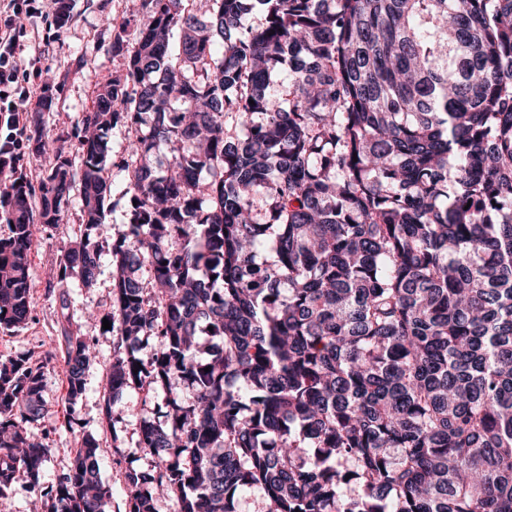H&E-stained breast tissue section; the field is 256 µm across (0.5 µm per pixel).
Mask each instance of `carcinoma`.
Returning <instances> with one entry per match:
<instances>
[{"mask_svg": "<svg viewBox=\"0 0 512 512\" xmlns=\"http://www.w3.org/2000/svg\"><path fill=\"white\" fill-rule=\"evenodd\" d=\"M143 8L80 128L48 135L49 91L0 122L8 331L30 319L31 255L74 190L83 231L57 283L96 284L108 132L133 135L103 416L128 390L164 395L165 412L139 427L153 464L127 474L128 512L163 495L238 512L254 489L261 512H512V0ZM44 154L36 188L24 161ZM63 353L74 407L95 352L69 328ZM53 359L0 357V512L17 485L48 512L111 499L92 433L41 484L50 449L31 427Z\"/></svg>", "mask_w": 512, "mask_h": 512, "instance_id": "cac0c4a2", "label": "carcinoma"}]
</instances>
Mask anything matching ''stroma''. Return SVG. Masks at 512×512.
I'll use <instances>...</instances> for the list:
<instances>
[{
    "mask_svg": "<svg viewBox=\"0 0 512 512\" xmlns=\"http://www.w3.org/2000/svg\"><path fill=\"white\" fill-rule=\"evenodd\" d=\"M70 21L64 26L40 19L26 20L27 36L20 60L26 70H37V83L52 81L56 106L44 116L49 134L71 132L80 126L91 105L96 87L122 72L127 56L114 52V29L109 19L123 20L134 14L131 0H71ZM81 222L80 201L71 196L62 224L47 230L38 252L31 259L32 314L27 325L16 331H0V355L25 354L32 359L61 346L68 324L80 325L93 339L97 357L86 372V392L77 405H69L62 361H54L46 373L44 398L47 415L33 428L34 436L48 446L51 455L42 471L44 484L55 483L69 465L67 450L83 431L100 443V476L112 490V512H126L125 475L150 466L152 459L136 448L143 420L156 418L157 400L143 401L141 394L125 392L112 404L113 426L102 421L101 392L114 356L111 336L97 323L86 320L90 308L106 309L112 292V266L103 263L98 284L92 290L70 279L66 288L57 285V261L65 247L77 238Z\"/></svg>",
    "mask_w": 512,
    "mask_h": 512,
    "instance_id": "1",
    "label": "stroma"
}]
</instances>
